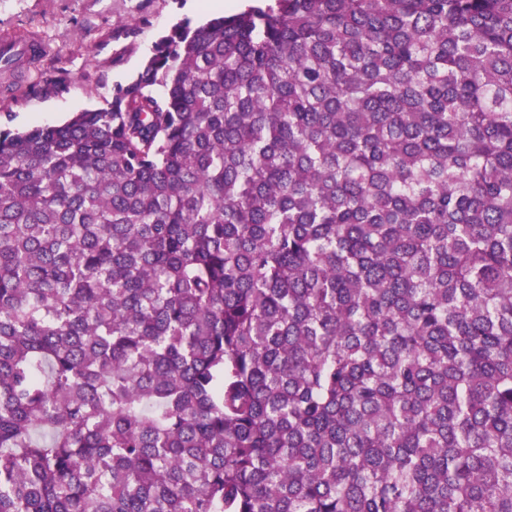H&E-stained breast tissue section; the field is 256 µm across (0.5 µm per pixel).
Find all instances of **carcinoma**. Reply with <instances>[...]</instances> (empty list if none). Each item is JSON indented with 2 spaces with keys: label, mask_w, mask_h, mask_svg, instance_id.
<instances>
[{
  "label": "carcinoma",
  "mask_w": 512,
  "mask_h": 512,
  "mask_svg": "<svg viewBox=\"0 0 512 512\" xmlns=\"http://www.w3.org/2000/svg\"><path fill=\"white\" fill-rule=\"evenodd\" d=\"M0 512H512V0H268L0 130Z\"/></svg>",
  "instance_id": "1"
}]
</instances>
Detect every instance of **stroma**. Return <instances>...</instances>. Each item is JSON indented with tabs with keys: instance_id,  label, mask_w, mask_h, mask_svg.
I'll return each instance as SVG.
<instances>
[{
	"instance_id": "1",
	"label": "stroma",
	"mask_w": 512,
	"mask_h": 512,
	"mask_svg": "<svg viewBox=\"0 0 512 512\" xmlns=\"http://www.w3.org/2000/svg\"><path fill=\"white\" fill-rule=\"evenodd\" d=\"M212 16L192 0H0V34L43 45L35 63L0 72V125L57 124L104 106L175 25Z\"/></svg>"
}]
</instances>
